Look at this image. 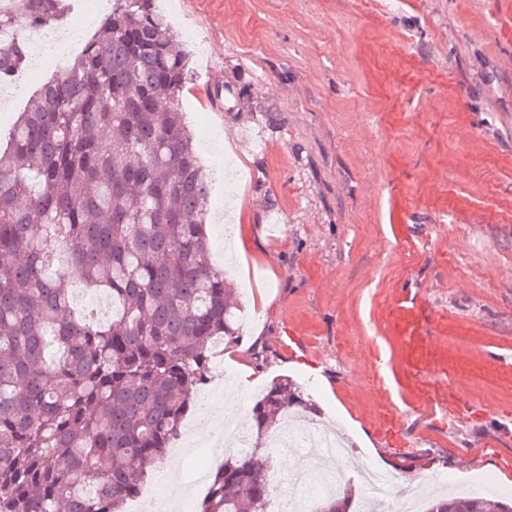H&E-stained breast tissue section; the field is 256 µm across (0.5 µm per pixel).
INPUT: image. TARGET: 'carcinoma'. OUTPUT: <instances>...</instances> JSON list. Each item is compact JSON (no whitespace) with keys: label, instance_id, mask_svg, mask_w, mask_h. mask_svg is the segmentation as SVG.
I'll list each match as a JSON object with an SVG mask.
<instances>
[{"label":"carcinoma","instance_id":"carcinoma-1","mask_svg":"<svg viewBox=\"0 0 512 512\" xmlns=\"http://www.w3.org/2000/svg\"><path fill=\"white\" fill-rule=\"evenodd\" d=\"M155 0L112 12L45 82L0 149V512H123L239 338L242 304L211 261L209 185L179 109L186 50ZM66 0H0V86L27 62L14 34ZM96 285L112 317L74 307ZM315 404L284 377L249 413L251 447L224 456L200 512H271L268 439ZM311 512H354L338 495ZM425 512H512L438 497Z\"/></svg>","mask_w":512,"mask_h":512}]
</instances>
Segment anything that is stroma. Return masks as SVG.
<instances>
[{
    "label": "stroma",
    "instance_id": "35a3bbf8",
    "mask_svg": "<svg viewBox=\"0 0 512 512\" xmlns=\"http://www.w3.org/2000/svg\"><path fill=\"white\" fill-rule=\"evenodd\" d=\"M215 262L247 306L224 349L241 418L290 376L358 464L512 496V0H156ZM0 89V139L41 82ZM217 140L201 137L202 121ZM168 453L151 490L208 443Z\"/></svg>",
    "mask_w": 512,
    "mask_h": 512
}]
</instances>
